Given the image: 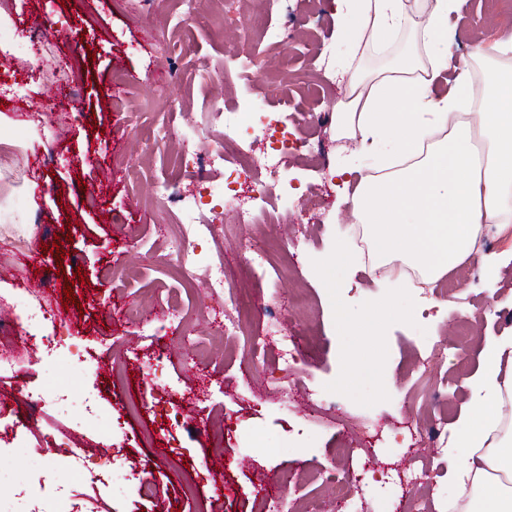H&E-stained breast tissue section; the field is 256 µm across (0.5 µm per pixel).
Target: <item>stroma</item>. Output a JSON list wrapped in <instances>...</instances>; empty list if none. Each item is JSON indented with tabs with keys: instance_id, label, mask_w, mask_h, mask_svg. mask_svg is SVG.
Instances as JSON below:
<instances>
[{
	"instance_id": "stroma-1",
	"label": "stroma",
	"mask_w": 512,
	"mask_h": 512,
	"mask_svg": "<svg viewBox=\"0 0 512 512\" xmlns=\"http://www.w3.org/2000/svg\"><path fill=\"white\" fill-rule=\"evenodd\" d=\"M330 2L317 0L293 38L257 57L270 72L286 58L298 73H321L315 88L299 89L293 99L301 113H331L346 97V79L327 70L329 57L345 49ZM6 10L24 39L53 23L59 35L45 43V59L66 67L31 70L13 51L0 55V310L10 309L16 290L36 289L42 280L54 308L67 310V332L56 347L62 364L54 368L29 362L28 337L49 335V328L24 326L17 364L0 368V421L22 433L36 419L34 445L50 457L57 456L64 431L87 452L110 448L113 466L133 470L153 489L149 497L133 490L113 500L100 483L75 482L74 495L95 497L101 512H261L259 479L276 485L286 475L295 483L274 492L279 512H305L312 499H325L326 474L343 478L352 497L361 499L362 512H409L415 503L454 499L447 476L433 474L386 498L378 490V469L399 470L414 458L430 470L438 462L431 446L413 454L407 427L426 407L446 413L452 427L466 411L468 382L481 366L486 337H512V262L495 282L469 264L455 274L447 308L428 307L417 301L415 281L370 276L371 260L358 248L353 225L337 219L349 209L350 195L339 194L320 165H290L285 181L315 187L325 204L311 215L298 207L295 193L281 197L276 221L261 228V238L279 244L302 234L306 242L287 253L275 250L272 266L289 267V274L253 281L250 292L255 305L277 314L263 329L275 337L303 334L312 349L286 375L275 347L255 361L242 339L222 334L223 298L200 286L185 290L182 259L170 253L164 232L174 215L165 208L150 215L141 210L154 184L174 172L169 154L152 145L153 129L177 114L202 110L201 64L220 73L226 54L252 52L241 36L244 14L224 24L191 25L181 53L169 58L159 45L172 34L176 0H155L137 13L130 0H11ZM314 33L325 44L316 61L306 53ZM510 35L512 12L502 0H463L448 31L459 57ZM118 70L128 75L122 97L135 104L134 113L117 109L106 93ZM74 82L83 89L77 99L69 94ZM36 113L45 119L41 142L30 149L13 134ZM102 170L112 172V184L90 200L88 186ZM340 248L350 263L338 262ZM130 261L136 277L117 278L116 270ZM67 286L73 297H65ZM301 290L315 304L298 324L289 303ZM380 298L394 311L379 325L377 342L368 345L359 331ZM132 301L147 306L137 323L121 318ZM463 327L469 332L465 353L448 351ZM160 340L168 357L155 375L150 365ZM195 342L210 350L206 364L194 359ZM430 344L445 353L428 364L420 381L413 355ZM71 350L83 356V384L112 417L114 438L47 410L31 414L29 397L49 375L62 382L72 378L63 363ZM325 395L335 399V413L323 410ZM258 432L268 438L261 450L252 446ZM341 448L365 454L354 463L338 456ZM214 472L222 474V483L210 482ZM190 477L200 485L193 497L183 493Z\"/></svg>"
}]
</instances>
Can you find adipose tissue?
Wrapping results in <instances>:
<instances>
[{
	"label": "adipose tissue",
	"mask_w": 512,
	"mask_h": 512,
	"mask_svg": "<svg viewBox=\"0 0 512 512\" xmlns=\"http://www.w3.org/2000/svg\"><path fill=\"white\" fill-rule=\"evenodd\" d=\"M460 2L333 0L349 75L333 109L336 134L357 147L338 154L330 174L355 188L349 219L364 229L373 275L397 263L432 282L475 258L493 278L505 263L478 255L476 238L486 225L512 230V37L457 57L448 22ZM406 35L410 47L383 69L362 70L365 53H384ZM449 71L448 92L433 93ZM508 354L511 340H486L469 384L457 423L465 450L452 457L453 512H512V433L502 429Z\"/></svg>",
	"instance_id": "1"
}]
</instances>
